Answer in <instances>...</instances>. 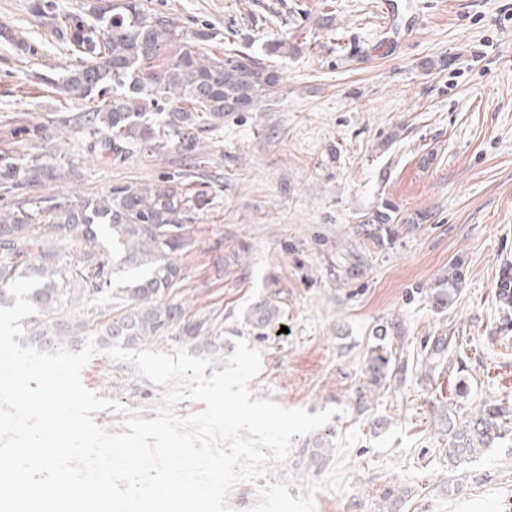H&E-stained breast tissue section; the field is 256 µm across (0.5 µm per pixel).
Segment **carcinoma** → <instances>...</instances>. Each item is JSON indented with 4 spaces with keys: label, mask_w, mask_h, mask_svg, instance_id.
Returning a JSON list of instances; mask_svg holds the SVG:
<instances>
[{
    "label": "carcinoma",
    "mask_w": 512,
    "mask_h": 512,
    "mask_svg": "<svg viewBox=\"0 0 512 512\" xmlns=\"http://www.w3.org/2000/svg\"><path fill=\"white\" fill-rule=\"evenodd\" d=\"M30 12L50 27L74 64L62 80L41 79V84L77 106L86 100L94 107L81 113L77 126L87 149L101 159L118 158L133 151L195 150L203 134L224 123V115L252 112L263 97L279 86L275 66L249 53L222 45L209 31L190 35L174 20L143 4V0H94L75 10L60 8L56 0H32ZM0 37L21 54L36 48L7 28ZM10 134L24 152L0 155V191L33 188L61 177L54 158L46 153L42 125L19 128ZM200 194L184 187L152 184L114 187L99 198L79 197L65 203L52 197H22L0 208V306L15 299L8 285L19 277L35 276L41 284L27 299L36 317L22 323L29 343L54 349L73 346L84 338L90 321L63 317L64 309L82 301L101 300L118 309L96 330L105 346L115 343L132 348L167 335L182 320V308L165 296L183 280L178 257L195 249L187 232L192 201ZM424 213L402 216L389 204L364 215L362 223L374 226L369 238L381 246L393 224H421ZM79 234L82 258L67 259L65 246ZM121 256L120 264L132 271L124 280L103 258V238ZM464 279L463 265H448V276L430 292L434 308L450 307ZM500 304L512 308V265L505 264L497 280ZM281 301L266 298L243 315L245 326L258 338L277 323ZM203 323H186L184 335L198 346L221 356L224 341L203 336ZM400 333L394 323L377 327V343L366 357L369 385L378 387L389 377L406 371L392 357L387 338ZM502 408L484 407L463 425L448 421V463L456 465L481 454L498 437ZM333 442L319 434L301 456L310 467H322L333 457Z\"/></svg>",
    "instance_id": "1"
}]
</instances>
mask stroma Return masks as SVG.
Returning <instances> with one entry per match:
<instances>
[{"mask_svg": "<svg viewBox=\"0 0 512 512\" xmlns=\"http://www.w3.org/2000/svg\"><path fill=\"white\" fill-rule=\"evenodd\" d=\"M144 2L187 34L235 30V48L258 56L268 34L254 19L269 18L288 41L273 59L278 92L225 117L204 152L102 161L77 110L36 82L64 75L67 51L31 0H0V25L39 48L26 59L0 39V151L16 148L8 129L48 125L63 176L35 192L60 201L179 176L204 193L173 301L224 337L225 353L238 338L260 351L257 397L311 414L334 407L333 435L360 430L349 491L319 490L316 512H512V311L496 297L512 263V0H393L390 19L378 0ZM444 55L448 69H425ZM388 201L430 218L394 225L379 247L360 218ZM457 259L461 289L435 311L426 290ZM274 293L280 325L252 338L242 315ZM386 321L405 334L408 370L374 388L364 359ZM439 336L447 351L427 358ZM83 375L89 390L154 418L164 389L130 364L100 353ZM487 402L506 410L501 439L450 466L449 422Z\"/></svg>", "mask_w": 512, "mask_h": 512, "instance_id": "1", "label": "stroma"}]
</instances>
